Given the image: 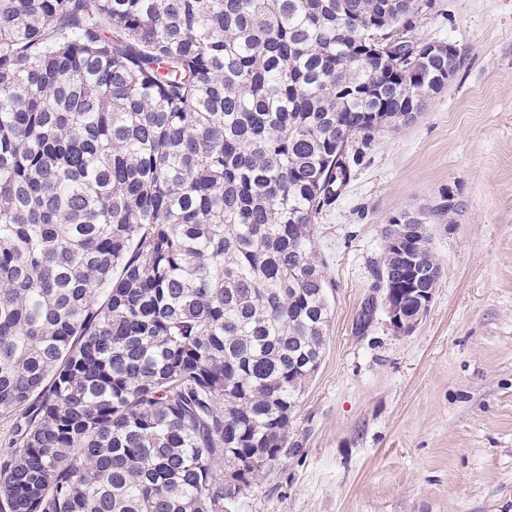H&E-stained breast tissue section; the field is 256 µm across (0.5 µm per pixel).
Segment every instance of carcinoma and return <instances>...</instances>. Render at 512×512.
I'll use <instances>...</instances> for the list:
<instances>
[{"mask_svg":"<svg viewBox=\"0 0 512 512\" xmlns=\"http://www.w3.org/2000/svg\"><path fill=\"white\" fill-rule=\"evenodd\" d=\"M419 0H0V512H231L288 447L331 322L317 253L445 56ZM375 288H438L425 215Z\"/></svg>","mask_w":512,"mask_h":512,"instance_id":"obj_1","label":"carcinoma"}]
</instances>
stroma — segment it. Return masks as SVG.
Segmentation results:
<instances>
[{
  "label": "stroma",
  "mask_w": 512,
  "mask_h": 512,
  "mask_svg": "<svg viewBox=\"0 0 512 512\" xmlns=\"http://www.w3.org/2000/svg\"><path fill=\"white\" fill-rule=\"evenodd\" d=\"M406 37L453 44L461 67L319 218L329 335L243 512H512V0H431ZM402 211L430 217V311L406 335L380 309L359 329Z\"/></svg>",
  "instance_id": "stroma-1"
}]
</instances>
